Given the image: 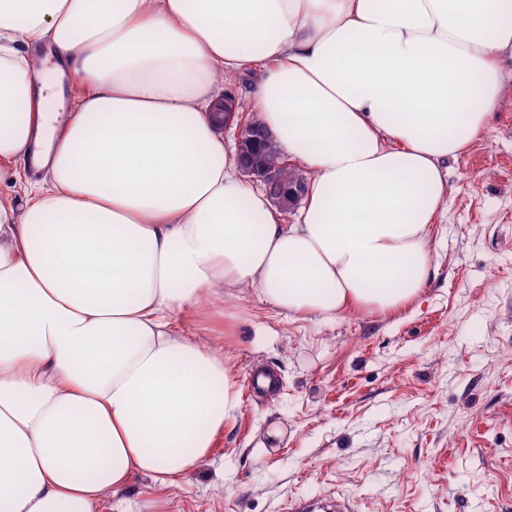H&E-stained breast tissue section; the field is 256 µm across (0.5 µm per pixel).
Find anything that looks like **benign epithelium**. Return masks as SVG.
I'll return each mask as SVG.
<instances>
[{
	"label": "benign epithelium",
	"mask_w": 512,
	"mask_h": 512,
	"mask_svg": "<svg viewBox=\"0 0 512 512\" xmlns=\"http://www.w3.org/2000/svg\"><path fill=\"white\" fill-rule=\"evenodd\" d=\"M212 120L222 133L232 128L235 129L241 171L248 178L263 183L269 197L278 204L282 211H292V201L288 200V197L302 198L304 188L295 186L286 190L281 186L276 168L258 169L253 165L251 147L255 142L263 139V132L253 126L245 117L236 97L226 95L218 100L213 106Z\"/></svg>",
	"instance_id": "benign-epithelium-1"
}]
</instances>
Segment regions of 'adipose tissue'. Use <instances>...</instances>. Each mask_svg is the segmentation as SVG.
<instances>
[{"instance_id":"ef3b65f1","label":"adipose tissue","mask_w":512,"mask_h":512,"mask_svg":"<svg viewBox=\"0 0 512 512\" xmlns=\"http://www.w3.org/2000/svg\"><path fill=\"white\" fill-rule=\"evenodd\" d=\"M507 57L512 0H0V183L26 196L0 194V512H112L209 458L241 394L185 320L225 290L325 320L416 298ZM241 74L310 175L296 223L212 126ZM67 75L87 90L49 111Z\"/></svg>"}]
</instances>
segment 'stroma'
<instances>
[{
  "label": "stroma",
  "mask_w": 512,
  "mask_h": 512,
  "mask_svg": "<svg viewBox=\"0 0 512 512\" xmlns=\"http://www.w3.org/2000/svg\"><path fill=\"white\" fill-rule=\"evenodd\" d=\"M503 68L508 107L445 164L420 296L333 322L225 297L242 314L219 338L239 385L260 366L278 387L243 401L179 488L133 477L126 512H280L332 493L362 512H512V60Z\"/></svg>",
  "instance_id": "1"
}]
</instances>
